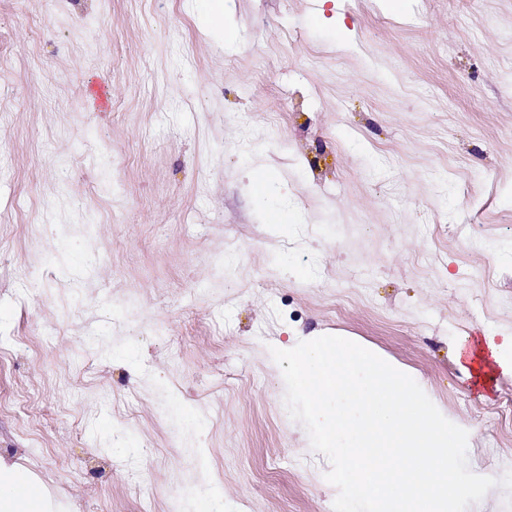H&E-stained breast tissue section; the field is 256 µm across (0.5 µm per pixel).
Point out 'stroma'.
<instances>
[{"label":"stroma","instance_id":"obj_1","mask_svg":"<svg viewBox=\"0 0 512 512\" xmlns=\"http://www.w3.org/2000/svg\"><path fill=\"white\" fill-rule=\"evenodd\" d=\"M200 6L0 0V460L44 512H333L269 349L343 330L483 469L512 378L452 347L512 336V0Z\"/></svg>","mask_w":512,"mask_h":512}]
</instances>
